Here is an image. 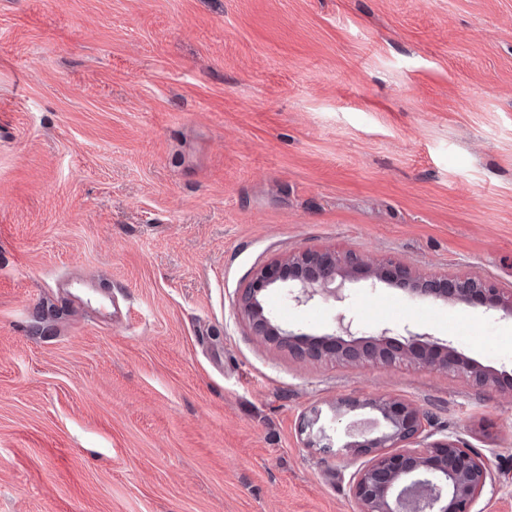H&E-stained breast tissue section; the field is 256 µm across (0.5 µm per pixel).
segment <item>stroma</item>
<instances>
[{"label":"stroma","mask_w":512,"mask_h":512,"mask_svg":"<svg viewBox=\"0 0 512 512\" xmlns=\"http://www.w3.org/2000/svg\"><path fill=\"white\" fill-rule=\"evenodd\" d=\"M303 251L512 288V0H0V512H356L299 432L342 397L420 408L512 512V383L252 333ZM345 294L265 304L512 364L510 319Z\"/></svg>","instance_id":"1"}]
</instances>
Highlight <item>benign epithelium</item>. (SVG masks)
Listing matches in <instances>:
<instances>
[{"label": "benign epithelium", "mask_w": 512, "mask_h": 512, "mask_svg": "<svg viewBox=\"0 0 512 512\" xmlns=\"http://www.w3.org/2000/svg\"><path fill=\"white\" fill-rule=\"evenodd\" d=\"M279 269L255 273L241 295L240 305L253 332L299 359H335L347 363L368 361L383 365L410 362L426 369L494 387L497 371L482 367L456 349L448 340L408 328L399 337L384 328L369 335L342 315L330 332L312 335L282 327L264 307L265 291L276 288L296 307L321 300H341L342 287L357 271L366 274L372 286L385 282L410 298L430 297L451 305L483 307L490 315L512 318V289L472 277H420L398 267L389 278L377 264L332 252H304L289 257ZM365 406L379 414L384 430L366 437L346 431L334 443L319 425L321 411L305 413L300 430L307 445L325 454L348 456L358 465L351 473L349 492L357 512H473V505L491 480L486 458L447 435L435 442L422 436L425 414L416 406L388 398L365 404L350 398L336 400L339 421Z\"/></svg>", "instance_id": "obj_1"}]
</instances>
